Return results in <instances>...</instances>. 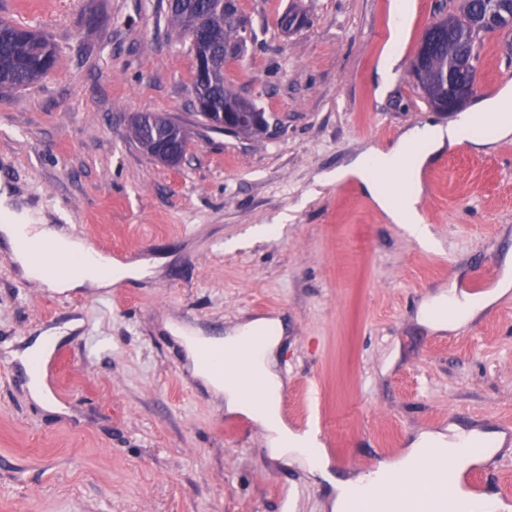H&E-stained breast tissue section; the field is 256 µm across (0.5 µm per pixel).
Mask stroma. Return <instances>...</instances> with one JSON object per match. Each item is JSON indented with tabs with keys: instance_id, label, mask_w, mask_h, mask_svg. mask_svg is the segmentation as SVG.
<instances>
[{
	"instance_id": "obj_1",
	"label": "stroma",
	"mask_w": 512,
	"mask_h": 512,
	"mask_svg": "<svg viewBox=\"0 0 512 512\" xmlns=\"http://www.w3.org/2000/svg\"><path fill=\"white\" fill-rule=\"evenodd\" d=\"M302 6L305 27L278 21ZM256 45L230 63L267 137L201 126L194 57L168 0H0V19L45 33L59 67L0 97V181L59 228L117 260L159 259L109 288L56 292L21 275L0 240V512H328L330 482L273 457L265 431L229 412L188 368L174 328L223 336L256 318L284 329L278 371L289 426L324 427L336 479L450 426L512 421V291L456 329L419 321L437 293L465 291L512 253V137L461 140L424 168L428 250L356 181L335 180L370 146L448 124L409 74L435 0H416L396 76L382 85L393 0H239ZM512 36L485 37L479 84L512 83ZM145 113L189 131L170 167L137 148ZM58 334L43 371L56 404L15 381L20 354ZM512 490V443L472 469Z\"/></svg>"
}]
</instances>
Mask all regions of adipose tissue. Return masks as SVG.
<instances>
[{
	"label": "adipose tissue",
	"mask_w": 512,
	"mask_h": 512,
	"mask_svg": "<svg viewBox=\"0 0 512 512\" xmlns=\"http://www.w3.org/2000/svg\"><path fill=\"white\" fill-rule=\"evenodd\" d=\"M475 130V144L491 145L512 137V85H505L491 99L461 111L448 125L427 122L406 130L389 149L370 147L351 163L337 169V179L355 178L375 205L391 223L404 225L406 231L422 243L430 234L419 210L423 192L421 171L429 160L457 142L463 131ZM0 210L6 219L0 223V237L7 242L22 274L43 282L48 288L64 292L85 283L108 288L140 269L112 258L92 254L88 241L72 238L51 224L40 210L14 208L9 193L0 192ZM28 226L36 239L52 242L65 260L85 258L84 269L60 275L50 263L36 258L26 248L20 226ZM512 289V282L502 281L496 291L475 298L442 295L434 301L432 322L442 326L473 316ZM282 327L279 322L255 319L235 328L227 336H183L182 344L191 364L192 375L215 394L224 398L229 411L258 421L267 433L270 452L288 457L310 471H325L329 466L325 450L310 431L288 427L281 413L283 382L276 370ZM487 435L462 428L451 434H422L404 454L382 463L375 471L356 479L338 482L331 502L332 512H354L363 505L364 512H406L414 502L435 499L440 481L423 477L430 462L444 458L451 462L455 477H462L479 463L471 446L490 443Z\"/></svg>",
	"instance_id": "obj_1"
}]
</instances>
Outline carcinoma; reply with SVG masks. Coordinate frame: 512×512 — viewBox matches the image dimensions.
Wrapping results in <instances>:
<instances>
[{
	"mask_svg": "<svg viewBox=\"0 0 512 512\" xmlns=\"http://www.w3.org/2000/svg\"><path fill=\"white\" fill-rule=\"evenodd\" d=\"M463 0L457 23L453 26L436 23V30L429 50L418 54L416 71L422 98L429 107L441 111L448 95L445 75L455 73L466 82L469 69L468 58L476 54V45L481 41L479 24L472 17L476 5H467ZM209 6L211 15L221 11L222 0H169V23L178 36L187 35V15L198 8ZM485 11L495 15L505 24H512V0H485ZM237 35L236 25L228 21L216 23L203 31L202 40L223 42ZM60 55L45 35L28 27L0 21V95L35 84L58 67ZM209 111L199 113L203 125L218 130L221 114L239 113L243 124L242 133L260 136L267 132L265 113L249 100L239 97L228 85L219 84L207 92ZM180 124L163 115H144V121H136L132 129L133 139L141 146L146 142L164 141L173 138Z\"/></svg>",
	"mask_w": 512,
	"mask_h": 512,
	"instance_id": "obj_1",
	"label": "carcinoma"
}]
</instances>
